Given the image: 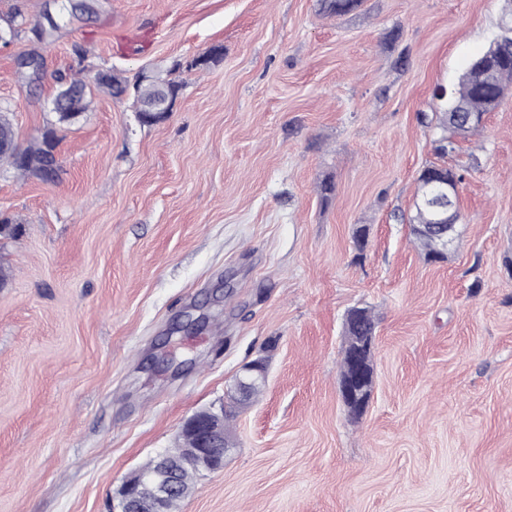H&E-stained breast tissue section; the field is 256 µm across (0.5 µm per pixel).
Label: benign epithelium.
I'll return each instance as SVG.
<instances>
[{"instance_id":"7a95c632","label":"benign epithelium","mask_w":512,"mask_h":512,"mask_svg":"<svg viewBox=\"0 0 512 512\" xmlns=\"http://www.w3.org/2000/svg\"><path fill=\"white\" fill-rule=\"evenodd\" d=\"M80 94V89L67 86L53 99V109L59 113L68 114L71 101ZM459 194V185L453 182L443 187L442 192L435 198L436 228L440 238V248L448 252L456 233L457 220L452 206L453 197ZM267 373L257 364L252 363L243 368L234 379L227 393L230 398H238L246 394L248 389L258 383L266 382ZM373 379L364 375L346 381L340 385L341 398L346 406H356L365 409L372 392ZM224 411L204 409L195 412L183 421L178 436L189 442L187 455L203 466V472L221 468L222 458L213 453L224 438L221 420ZM158 463L149 473L136 471L127 477L112 494V512H165V506L170 495L177 487L176 467L179 463L168 458L165 454L157 455ZM152 487V497L144 499L140 495V487Z\"/></svg>"}]
</instances>
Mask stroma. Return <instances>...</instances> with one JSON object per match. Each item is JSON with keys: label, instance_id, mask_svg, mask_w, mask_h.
I'll list each match as a JSON object with an SVG mask.
<instances>
[{"label": "stroma", "instance_id": "obj_1", "mask_svg": "<svg viewBox=\"0 0 512 512\" xmlns=\"http://www.w3.org/2000/svg\"><path fill=\"white\" fill-rule=\"evenodd\" d=\"M511 12L99 0L52 43L0 42L18 144L52 137L64 168L56 182L0 169V219L21 227L0 241V512H108L261 356L236 447L181 512H512V95L445 159L468 171L447 260L425 259L407 222L436 158L433 93ZM215 46L218 62L191 67ZM32 49L36 83L16 69ZM97 67L170 70L181 89L152 123L102 92L57 122V75ZM354 307L377 322L356 416L339 394Z\"/></svg>", "mask_w": 512, "mask_h": 512}]
</instances>
